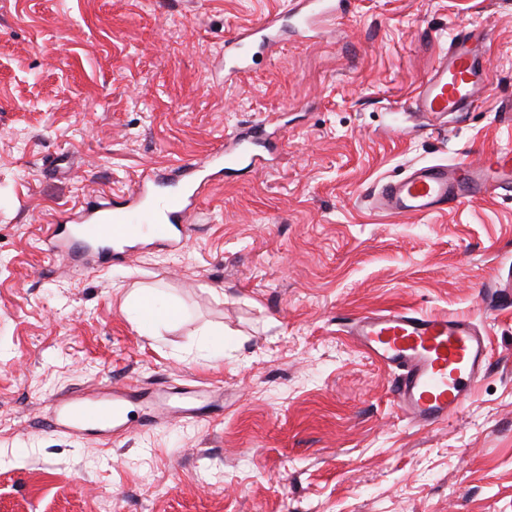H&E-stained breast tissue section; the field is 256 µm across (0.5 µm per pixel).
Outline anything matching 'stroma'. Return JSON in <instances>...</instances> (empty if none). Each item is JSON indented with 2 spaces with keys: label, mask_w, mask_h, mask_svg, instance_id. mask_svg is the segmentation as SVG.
<instances>
[{
  "label": "stroma",
  "mask_w": 512,
  "mask_h": 512,
  "mask_svg": "<svg viewBox=\"0 0 512 512\" xmlns=\"http://www.w3.org/2000/svg\"><path fill=\"white\" fill-rule=\"evenodd\" d=\"M285 0H0V512H512V192L392 217L368 195L435 162L512 148V0H350L323 36L225 40ZM485 29L475 110L428 120L412 96L460 29ZM279 113L266 168L200 202L188 247L75 266L46 225L146 170L219 148ZM165 288L181 316L140 335L126 294ZM401 304L474 317L491 359L472 398L421 428L392 372L346 334ZM224 335L223 358L197 350ZM138 382L179 396L106 440L44 430L63 392ZM282 13L270 14L259 25L245 28L232 39L224 42V70L228 61L233 65L227 69L225 80L245 72L249 67V59L241 51L245 42L251 39H259L260 48L272 52L283 40L284 30L280 24Z\"/></svg>",
  "instance_id": "obj_1"
}]
</instances>
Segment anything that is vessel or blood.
Here are the masks:
<instances>
[{
  "label": "vessel or blood",
  "instance_id": "b4317fda",
  "mask_svg": "<svg viewBox=\"0 0 512 512\" xmlns=\"http://www.w3.org/2000/svg\"><path fill=\"white\" fill-rule=\"evenodd\" d=\"M288 12L297 29L319 30L336 13L334 0H290ZM258 40L273 50L284 39L280 14L245 28L224 43L228 76L245 72V42ZM489 60L480 32L460 31L447 53L418 86L411 109L436 120L466 112L488 84ZM241 127L215 151L167 165L162 174L143 173L127 198L87 204L71 223L52 224L45 242L50 251L69 257L72 246L94 243L97 262L121 259L146 245L182 250L193 227L198 201L229 174L264 167L261 152L268 125ZM505 191L512 192V149H499L480 164H429L402 178L377 184L369 194L372 209L393 216L426 217ZM351 342L381 366L396 370L391 392L399 413L414 425L429 427L455 415L469 400L489 366L488 338L473 319L455 314H427L405 308L354 318L346 331ZM128 388L107 385L94 395L54 398L43 418L45 429L75 437L117 439L132 429L127 413Z\"/></svg>",
  "mask_w": 512,
  "mask_h": 512
}]
</instances>
